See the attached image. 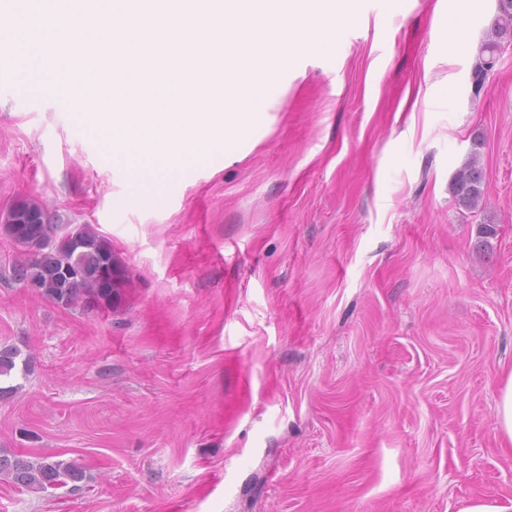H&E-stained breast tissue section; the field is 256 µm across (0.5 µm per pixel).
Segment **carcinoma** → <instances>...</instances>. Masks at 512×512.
<instances>
[{"label": "carcinoma", "instance_id": "cac0c4a2", "mask_svg": "<svg viewBox=\"0 0 512 512\" xmlns=\"http://www.w3.org/2000/svg\"><path fill=\"white\" fill-rule=\"evenodd\" d=\"M495 32L512 31V0H498ZM495 46L488 42L481 48L473 69L475 90L495 65ZM483 171L477 161L469 160L458 168L451 180L456 204L466 210L477 208L483 200ZM62 225L53 223L47 211L31 201L15 203L8 211L4 231L14 245L23 249L22 259L11 267L12 278L36 286L38 294L65 308H112L121 298L126 271L112 251L110 241L89 224H79L65 235H58ZM74 236L82 248H70L66 237ZM71 269L69 279L62 280L58 270ZM20 350L0 349V377L16 367ZM0 477L28 490L45 492L68 485L77 489L84 470L73 462L55 460L48 455L35 461L0 448Z\"/></svg>", "mask_w": 512, "mask_h": 512}]
</instances>
